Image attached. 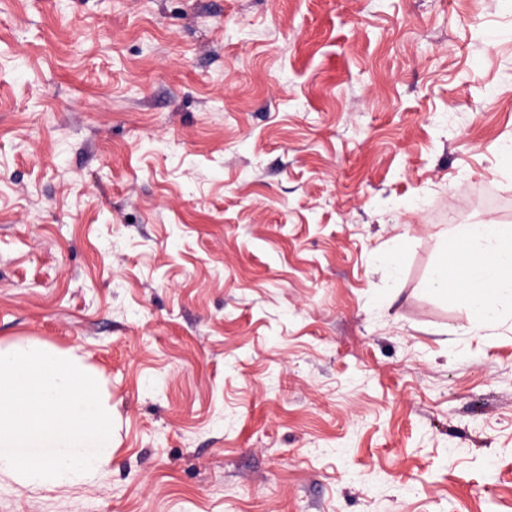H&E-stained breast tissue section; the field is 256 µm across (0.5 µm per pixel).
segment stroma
<instances>
[{
    "label": "stroma",
    "instance_id": "1",
    "mask_svg": "<svg viewBox=\"0 0 512 512\" xmlns=\"http://www.w3.org/2000/svg\"><path fill=\"white\" fill-rule=\"evenodd\" d=\"M507 137L512 0H0V344L113 421L0 512H512V309L426 291Z\"/></svg>",
    "mask_w": 512,
    "mask_h": 512
}]
</instances>
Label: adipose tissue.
Returning <instances> with one entry per match:
<instances>
[{"mask_svg": "<svg viewBox=\"0 0 512 512\" xmlns=\"http://www.w3.org/2000/svg\"><path fill=\"white\" fill-rule=\"evenodd\" d=\"M445 239L448 251L431 271L429 291L454 296L483 323L495 322L512 303V225L455 224Z\"/></svg>", "mask_w": 512, "mask_h": 512, "instance_id": "obj_1", "label": "adipose tissue"}]
</instances>
